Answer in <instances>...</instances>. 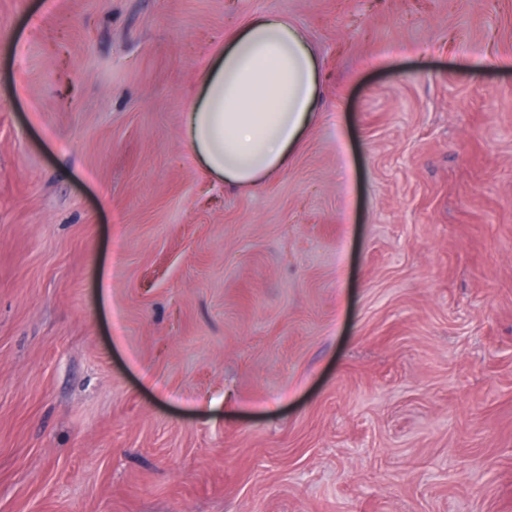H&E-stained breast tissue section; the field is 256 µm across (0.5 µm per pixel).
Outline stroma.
I'll list each match as a JSON object with an SVG mask.
<instances>
[{"label":"stroma","mask_w":512,"mask_h":512,"mask_svg":"<svg viewBox=\"0 0 512 512\" xmlns=\"http://www.w3.org/2000/svg\"><path fill=\"white\" fill-rule=\"evenodd\" d=\"M266 13L248 192L183 117ZM0 512H512V0H0ZM321 68L304 33L273 13L224 37L185 112L188 147L231 187L256 189L288 166L321 103Z\"/></svg>","instance_id":"35a3bbf8"}]
</instances>
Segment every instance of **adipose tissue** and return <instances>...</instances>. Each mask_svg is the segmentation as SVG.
Masks as SVG:
<instances>
[{
    "mask_svg": "<svg viewBox=\"0 0 512 512\" xmlns=\"http://www.w3.org/2000/svg\"><path fill=\"white\" fill-rule=\"evenodd\" d=\"M321 68L304 33L273 13L224 39L186 114L188 147L206 173L255 189L275 178L321 103Z\"/></svg>",
    "mask_w": 512,
    "mask_h": 512,
    "instance_id": "ef3b65f1",
    "label": "adipose tissue"
}]
</instances>
